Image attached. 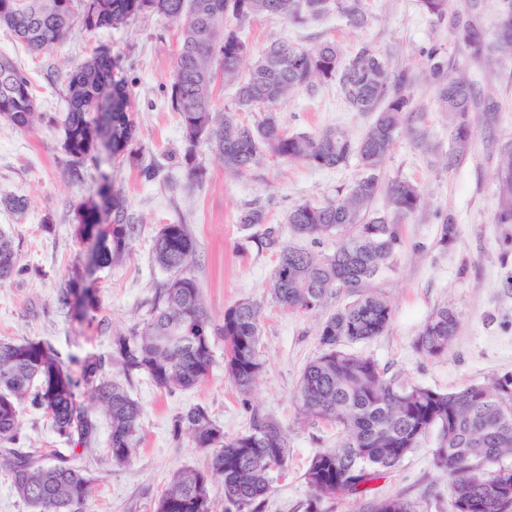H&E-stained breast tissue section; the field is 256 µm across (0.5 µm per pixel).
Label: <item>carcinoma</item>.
Wrapping results in <instances>:
<instances>
[{
  "instance_id": "1",
  "label": "carcinoma",
  "mask_w": 512,
  "mask_h": 512,
  "mask_svg": "<svg viewBox=\"0 0 512 512\" xmlns=\"http://www.w3.org/2000/svg\"><path fill=\"white\" fill-rule=\"evenodd\" d=\"M422 9L439 20L450 18L454 38L475 57L487 61L512 56V0H483L494 11L493 32L485 34L471 18L451 10V0H420ZM329 13L353 30L368 24L365 0H0V28L35 54L61 45L76 27L88 33L117 29L135 15H162L176 23L179 49L168 92L179 116L185 142L183 162L188 178L201 183L206 169L196 162L205 143L224 164L226 173L242 176L264 155L335 169L350 158L358 162L357 177L336 197L301 202L285 216L288 231L319 243L339 238L330 253H319L282 240V227L267 222L260 205L241 211L238 223L259 229L261 247L274 249L278 262L270 283L277 306L310 313L323 308L343 290L352 301L339 307L319 327L321 352L303 369L297 400L303 415L336 425L342 441L316 453L304 472L313 496L306 512L343 494L362 498L371 484L393 470L432 431L438 432L435 466L449 479L453 512H512V372L483 383L441 392L407 384L369 356L345 346L364 343L386 333L393 312L386 298L366 289L392 261L400 244L399 221L416 213L423 202L420 188L404 178H388L384 162L396 137L405 132L423 144L426 112L412 94L414 78L395 68L363 42L350 54L333 41L309 48L284 39L251 55L243 31L253 18H282L305 24ZM253 57L247 72L241 66ZM112 47L97 46L87 57L67 65V103L60 124L62 148L71 177L81 179L89 159L100 161L124 154L135 139L130 118L128 83L115 74ZM442 48L426 52V71L440 111L448 113V168L465 160L472 148L470 114L477 111L474 81L457 68L448 74ZM222 81L235 87L234 112L213 107V91ZM336 83L354 112L372 115L355 138L341 127L290 133L282 126L278 107L302 92L314 94ZM258 109L264 116L254 125L237 112ZM0 119L18 130H31L44 119L31 84L11 58L0 55ZM495 223L512 224V142L501 146L495 170ZM385 208L372 209L378 197ZM75 233L94 241V264L105 269L129 250L137 226L126 199L110 178L101 177L95 198L73 206ZM153 259L170 278L156 292L142 328L112 337L108 357H90L80 372L67 366L61 353L41 339L0 340V472L16 494L35 512H83L96 478L58 448H14L19 441L24 407L41 413L58 441L87 446L96 424L81 406L80 388L93 397L110 421L108 452L115 465L126 463L137 446L141 410L128 392L108 376L116 365L125 374L146 373L163 390L187 389L205 381L213 368L212 333L224 337V374L241 394L257 384L264 363L260 357V304L243 300L224 310L214 329L200 284L187 269L196 263L195 240L186 224L163 225L153 243ZM21 272L14 240L0 227V284ZM57 304L75 317L99 309V301L75 278L59 289ZM460 325L457 310L437 307L421 328L416 348L430 357L448 352ZM188 434L194 447L207 452L201 468L179 470L158 499L156 512H215L212 489L219 487L235 512H259L270 492L272 473L288 463V442L279 424L254 421L245 433L228 437L208 410L191 406L173 420V436ZM367 512H417L402 496L376 499Z\"/></svg>"
}]
</instances>
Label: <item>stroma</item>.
<instances>
[{"label":"stroma","instance_id":"stroma-1","mask_svg":"<svg viewBox=\"0 0 512 512\" xmlns=\"http://www.w3.org/2000/svg\"><path fill=\"white\" fill-rule=\"evenodd\" d=\"M366 3L369 23L358 31L333 13L303 26L261 16L248 24L247 41L254 51L277 39L303 47L330 39L346 52L362 42L371 44L394 67L417 72L412 91L427 105L429 140L443 153L448 150V115L438 110L434 90L421 75L426 51L440 45L474 79L480 110L474 115L468 158L453 169L439 168L430 153L401 135L386 159L388 177L420 186L424 208L402 222L400 248L372 283L390 302L392 323L384 335L355 347L402 382L453 391L512 371V224L494 221L497 153L503 142L512 141V58L489 64L459 53L448 22L427 15L419 0ZM101 44L111 45L119 73L129 83L137 136L124 156L102 167L87 162L83 179L71 180L63 173L66 157L55 127L20 131L0 121V195L20 196L28 203L21 216L0 209V227L12 232L24 269L0 285V339H42L66 359L106 356L113 334L142 327L157 288L168 279L151 257L154 236L162 225L188 224L198 255L190 273L202 286L213 324H221L225 309L238 301L261 304L264 371L251 395L242 397L224 378L219 336L212 339L210 378L189 389L168 392L145 373L127 376L110 368L142 409L140 443L127 463L113 465L107 451L109 425L99 420L96 443L81 455L97 478L85 512H154L177 470L201 466L205 453L189 438L177 440L172 434L175 415L193 405L206 407L230 437L247 432L259 417L278 422L288 435V465L274 479L263 512H305L312 497L304 480L307 465L317 452L336 447L341 434L334 425L302 417L296 391L304 366L321 351V322L350 297L338 293L325 309L309 314L276 306L266 286L277 253L260 247L238 215L256 203L265 207L271 224H279L295 204L334 197L352 182L358 167L350 162L319 170L267 157L248 174L233 177L202 144L197 160L207 178L203 185L190 184L180 165L179 117L167 99L178 50L176 24L151 15L95 34L77 28L58 48L41 54L28 52L0 29V53L26 70L41 111L51 116L65 111L66 102L63 82L46 80L47 66L85 57ZM279 116L290 132L339 126L357 136L370 122L345 105L333 84L285 101ZM146 167L154 169L153 179L142 177ZM103 171L126 198L139 232L122 262L91 274L90 245L74 234L71 206L93 195ZM449 214L456 220L455 233L444 244L440 229ZM75 275L84 278L99 301L93 321L69 317L55 302L60 283ZM445 303L457 310L460 327L447 354L431 358L416 350L415 339L428 315ZM436 443V435H429L373 483L369 497L400 495L415 503L417 512H453L448 482L434 464Z\"/></svg>","mask_w":512,"mask_h":512}]
</instances>
